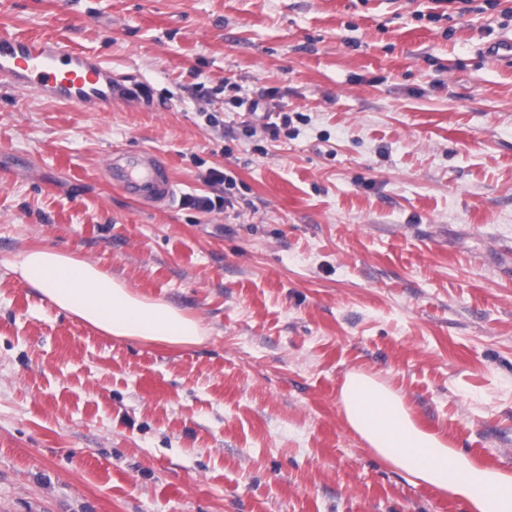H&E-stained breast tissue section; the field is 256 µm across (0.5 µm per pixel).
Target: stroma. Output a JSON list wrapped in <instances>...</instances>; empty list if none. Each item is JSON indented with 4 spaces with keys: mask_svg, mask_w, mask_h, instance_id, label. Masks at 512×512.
I'll list each match as a JSON object with an SVG mask.
<instances>
[{
    "mask_svg": "<svg viewBox=\"0 0 512 512\" xmlns=\"http://www.w3.org/2000/svg\"><path fill=\"white\" fill-rule=\"evenodd\" d=\"M1 31L145 93L75 112L0 79V512H472L349 429L353 370L512 473V58L485 53L512 0H0ZM119 149L166 160L169 206L107 182ZM36 244L209 339L80 323L6 268Z\"/></svg>",
    "mask_w": 512,
    "mask_h": 512,
    "instance_id": "35a3bbf8",
    "label": "stroma"
}]
</instances>
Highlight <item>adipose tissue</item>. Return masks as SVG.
Segmentation results:
<instances>
[{"label":"adipose tissue","instance_id":"ef3b65f1","mask_svg":"<svg viewBox=\"0 0 512 512\" xmlns=\"http://www.w3.org/2000/svg\"><path fill=\"white\" fill-rule=\"evenodd\" d=\"M8 268L60 310L118 339L188 347L209 334L201 320L139 295L96 263L48 247L20 251ZM340 403L348 427L400 472L466 500L473 512H512V474L479 465L445 434L419 427L400 392L352 371Z\"/></svg>","mask_w":512,"mask_h":512}]
</instances>
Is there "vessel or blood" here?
<instances>
[{"label": "vessel or blood", "instance_id": "1", "mask_svg": "<svg viewBox=\"0 0 512 512\" xmlns=\"http://www.w3.org/2000/svg\"><path fill=\"white\" fill-rule=\"evenodd\" d=\"M0 77L78 111L111 110L131 92L93 54L10 33L0 34ZM105 175L132 199L153 207L167 206L175 194L167 165L159 155L143 150L113 152Z\"/></svg>", "mask_w": 512, "mask_h": 512}]
</instances>
